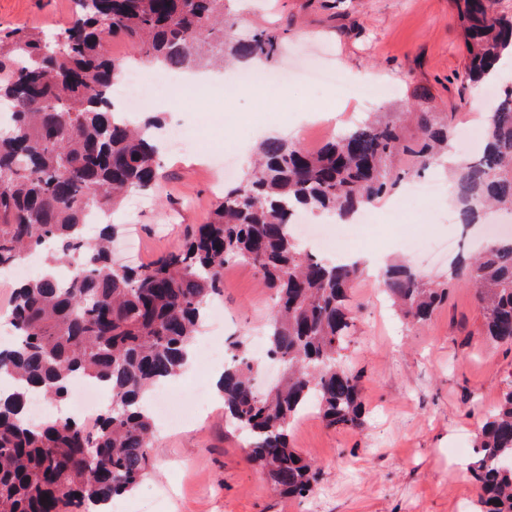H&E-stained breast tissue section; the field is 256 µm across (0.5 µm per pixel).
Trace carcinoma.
Instances as JSON below:
<instances>
[{
	"instance_id": "carcinoma-1",
	"label": "carcinoma",
	"mask_w": 512,
	"mask_h": 512,
	"mask_svg": "<svg viewBox=\"0 0 512 512\" xmlns=\"http://www.w3.org/2000/svg\"><path fill=\"white\" fill-rule=\"evenodd\" d=\"M64 28L47 36L0 28V273L38 253L47 267L72 266L15 284L7 324L17 340L0 350V512H102L149 474L154 423L139 401L181 372L224 286V268L252 266L276 291L266 326L268 356L287 369L260 394L246 337L228 341L222 389L227 422L245 435V453L273 487L304 497L321 468L290 442L291 426L314 403L332 428L360 429L363 375L345 366L357 313L350 303L355 264L313 256L290 232L299 210L344 219L396 188L395 162L435 163L457 134L445 112H414L417 136L396 118L356 126L315 152L271 138L254 173L224 190L205 223L180 248L137 268H114L108 218L132 192L158 181L159 120L132 124L111 86L127 62L107 45L129 39L149 63L182 71L224 56L272 60L280 34L255 28L226 38L224 0H76ZM467 52L466 81L494 82L512 59V16L493 0H455ZM483 152L453 165L458 222L477 224L488 210L512 212V87L491 104ZM98 215V232L85 216ZM453 279L475 288L481 334L512 346V239L459 260ZM383 285L414 326L448 301L452 284L430 282L404 264ZM77 380L107 387L112 401L95 430L71 416L36 425L31 400L60 407ZM468 470L476 512H512V388L483 419Z\"/></svg>"
}]
</instances>
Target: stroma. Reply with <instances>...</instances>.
Returning <instances> with one entry per match:
<instances>
[{
    "label": "stroma",
    "mask_w": 512,
    "mask_h": 512,
    "mask_svg": "<svg viewBox=\"0 0 512 512\" xmlns=\"http://www.w3.org/2000/svg\"><path fill=\"white\" fill-rule=\"evenodd\" d=\"M237 37L263 25L283 31L278 54L264 68L278 72L315 58L347 77L378 74L362 100L300 81L275 96L248 88L233 95L165 98L156 114L180 125L186 153L164 152L163 179L150 206L135 198L111 216L118 262L147 263L181 246L203 223L225 186L239 184L261 143L270 137L315 151L369 116L428 105L461 130L483 124L479 89L463 80L464 36L454 0H224ZM75 13V0H0V27L53 32ZM428 102H420V92ZM329 110L326 128L311 132L310 110ZM460 236L451 197L377 210L374 223L349 224L328 259L350 252L387 261L405 258L418 271L449 279L459 248L431 256L408 250L415 239ZM357 311L346 352L363 372L366 424L360 430L327 427L316 410L294 424L291 443L323 469L306 497L278 494L231 435L223 404L205 405L192 420L158 428L150 474L122 496V512H469L477 498L467 466L482 414L512 388V348L480 336L474 288L452 289L431 320L413 327L399 316L378 277L363 272L351 288ZM224 321L216 333L262 339L274 303L272 291L246 264L232 268L219 297Z\"/></svg>",
    "instance_id": "1"
}]
</instances>
